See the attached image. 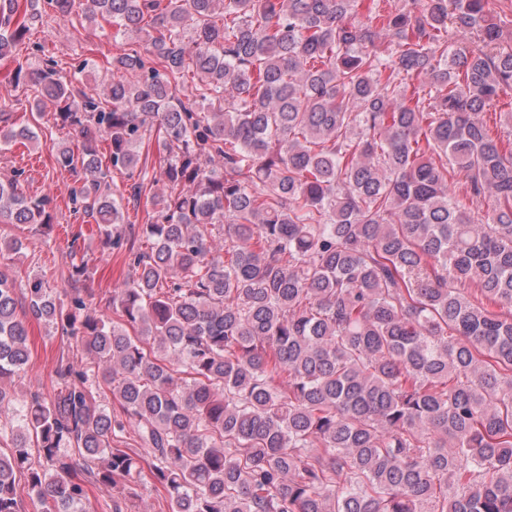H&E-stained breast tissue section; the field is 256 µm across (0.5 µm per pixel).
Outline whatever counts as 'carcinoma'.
Listing matches in <instances>:
<instances>
[{
  "label": "carcinoma",
  "instance_id": "cac0c4a2",
  "mask_svg": "<svg viewBox=\"0 0 512 512\" xmlns=\"http://www.w3.org/2000/svg\"><path fill=\"white\" fill-rule=\"evenodd\" d=\"M356 2L86 0L141 42L105 91L87 60L16 69L79 133L56 165L84 173L73 212L112 245L125 218L98 142L139 193L157 130L167 190L118 320L27 277L28 313L93 359L58 366L49 400L9 392L28 331L0 271V512H18L19 471L42 512H85L81 472L125 478L112 512H131L147 471L171 512H512V150L483 119L512 96V49L489 0L352 22ZM76 4L0 0V59ZM36 141L0 110V149ZM50 204L0 180L1 224L49 231ZM128 427L147 456L121 448Z\"/></svg>",
  "mask_w": 512,
  "mask_h": 512
}]
</instances>
